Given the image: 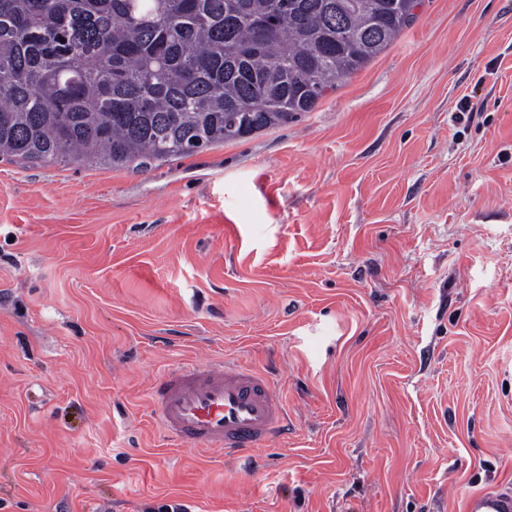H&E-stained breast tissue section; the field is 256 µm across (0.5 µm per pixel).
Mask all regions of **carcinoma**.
Returning <instances> with one entry per match:
<instances>
[{
  "label": "carcinoma",
  "instance_id": "1",
  "mask_svg": "<svg viewBox=\"0 0 512 512\" xmlns=\"http://www.w3.org/2000/svg\"><path fill=\"white\" fill-rule=\"evenodd\" d=\"M419 0H0V155L124 167L311 112Z\"/></svg>",
  "mask_w": 512,
  "mask_h": 512
}]
</instances>
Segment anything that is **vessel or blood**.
Wrapping results in <instances>:
<instances>
[{
  "label": "vessel or blood",
  "mask_w": 512,
  "mask_h": 512,
  "mask_svg": "<svg viewBox=\"0 0 512 512\" xmlns=\"http://www.w3.org/2000/svg\"><path fill=\"white\" fill-rule=\"evenodd\" d=\"M152 415L180 447L217 448L243 459L269 446L288 408L269 374L225 360L167 368L150 389ZM461 512H512V491L465 492Z\"/></svg>",
  "instance_id": "b4317fda"
}]
</instances>
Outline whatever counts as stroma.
I'll return each mask as SVG.
<instances>
[{
	"label": "stroma",
	"instance_id": "1",
	"mask_svg": "<svg viewBox=\"0 0 512 512\" xmlns=\"http://www.w3.org/2000/svg\"><path fill=\"white\" fill-rule=\"evenodd\" d=\"M415 13L288 124L145 168L0 156V512L512 488V0ZM225 357L290 413L249 467L172 448L148 403Z\"/></svg>",
	"mask_w": 512,
	"mask_h": 512
}]
</instances>
